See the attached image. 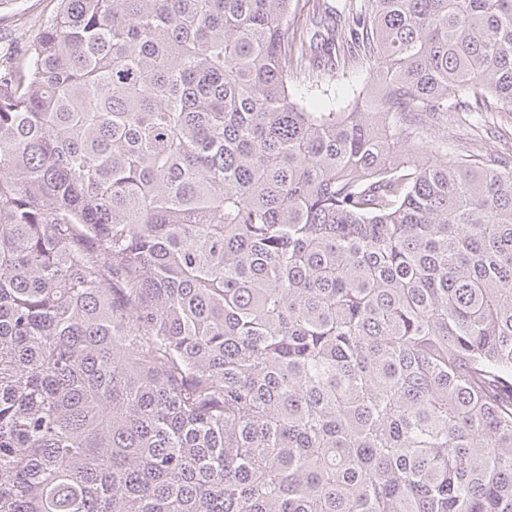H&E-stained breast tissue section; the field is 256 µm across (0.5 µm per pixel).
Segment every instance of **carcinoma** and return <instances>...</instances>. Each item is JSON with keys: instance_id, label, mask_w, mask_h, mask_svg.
<instances>
[{"instance_id": "carcinoma-1", "label": "carcinoma", "mask_w": 512, "mask_h": 512, "mask_svg": "<svg viewBox=\"0 0 512 512\" xmlns=\"http://www.w3.org/2000/svg\"><path fill=\"white\" fill-rule=\"evenodd\" d=\"M0 68V512H512V0H56ZM366 64L312 112L298 66ZM314 3H316L314 0H293L292 2V12H291V18H290V28L288 30V43L289 45L293 43V37L296 36L298 38L299 33H301L302 30L313 32L314 29H317L315 27L316 22L319 21V18H317V12L314 16ZM294 14L297 17H300V24L298 31H296V24L295 22H292ZM295 18V20H296ZM306 22V26H304L303 29H301V23L304 25ZM460 95L458 103L452 105L448 112L434 118H417L420 126L427 132L443 153L452 154L458 150L468 149L486 159L507 157L512 147V114L510 112H485L478 128L466 125L459 119L461 115Z\"/></svg>"}]
</instances>
